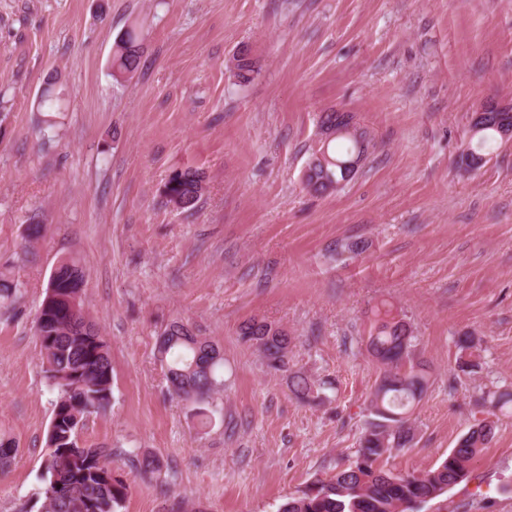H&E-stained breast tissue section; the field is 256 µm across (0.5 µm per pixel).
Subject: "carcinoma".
<instances>
[{
  "label": "carcinoma",
  "instance_id": "obj_1",
  "mask_svg": "<svg viewBox=\"0 0 512 512\" xmlns=\"http://www.w3.org/2000/svg\"><path fill=\"white\" fill-rule=\"evenodd\" d=\"M141 42L136 27L127 28L112 51L113 74L135 71L140 64ZM234 76L240 84L250 82L255 73L247 51L234 58ZM348 124L347 115L331 110L320 118V128L336 131ZM512 125L506 112H493L480 126L472 127L476 142L461 151L456 166L471 172L467 159L483 155L494 140ZM337 138L349 142L343 152L332 153L330 142L308 161L304 188L314 195L336 192L351 181L346 164L369 153L370 139L341 132ZM205 189L202 172L186 168L173 171L162 196L178 210L196 208ZM86 272L79 259L62 258L52 269L35 327L44 373L57 391L52 420L47 433V452L42 460V512H122L129 485L111 466L104 448L83 446L79 431L85 419L106 409L112 400V358L107 341L94 322L92 331L80 335L77 327L85 314L83 292ZM20 295V285L11 269L0 268V304L10 306ZM239 336L261 352L269 368L280 371L288 365L291 337L281 327L253 318L239 327ZM413 331L391 310L376 312L368 336V351L382 367L380 382L368 405L372 415L360 439L356 460L340 469L327 482L316 480L297 496L279 505L277 512H412L469 477V463L494 435V422L470 427L448 456L435 468L420 474H395L378 465L394 448L412 445L414 423L403 418L421 400L428 384L427 372L413 357ZM457 370L472 373L480 365L479 348L470 335L458 337ZM157 353L164 367L170 394L191 404H203L224 389V353L214 342L202 338L181 319L167 324L157 338ZM292 392L303 403L325 400V383L315 384L300 373L291 377ZM488 414H512V393L488 396ZM16 454L12 438L0 434V472L11 466Z\"/></svg>",
  "mask_w": 512,
  "mask_h": 512
}]
</instances>
